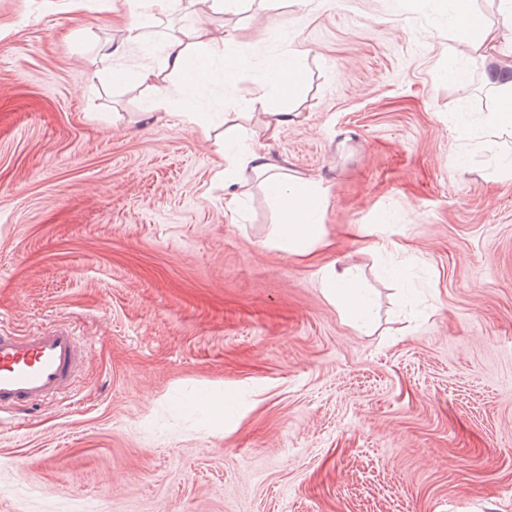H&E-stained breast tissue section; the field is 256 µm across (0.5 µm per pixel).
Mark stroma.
I'll list each match as a JSON object with an SVG mask.
<instances>
[{
  "label": "stroma",
  "instance_id": "1",
  "mask_svg": "<svg viewBox=\"0 0 512 512\" xmlns=\"http://www.w3.org/2000/svg\"><path fill=\"white\" fill-rule=\"evenodd\" d=\"M136 0H0V328L76 325L74 401L0 423V512H512V177L463 169L512 48L448 68L440 0H177L246 68L187 94L95 73ZM303 51L299 115L267 137L266 63ZM244 112L281 171L327 191L328 247L273 243L275 212L196 125ZM407 255L413 276L385 279ZM358 269L370 327L320 269ZM223 399V415L196 405ZM448 123L453 126V129L459 135V138L469 141V145L475 150L490 149L491 142L489 140L474 141L475 136L473 132V123L465 112L449 113Z\"/></svg>",
  "mask_w": 512,
  "mask_h": 512
}]
</instances>
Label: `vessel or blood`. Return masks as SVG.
Here are the masks:
<instances>
[{
	"mask_svg": "<svg viewBox=\"0 0 512 512\" xmlns=\"http://www.w3.org/2000/svg\"><path fill=\"white\" fill-rule=\"evenodd\" d=\"M85 347L72 328L50 326L32 334L0 331V415L73 391Z\"/></svg>",
	"mask_w": 512,
	"mask_h": 512,
	"instance_id": "vessel-or-blood-1",
	"label": "vessel or blood"
}]
</instances>
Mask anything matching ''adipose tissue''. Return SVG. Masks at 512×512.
I'll return each mask as SVG.
<instances>
[{
	"mask_svg": "<svg viewBox=\"0 0 512 512\" xmlns=\"http://www.w3.org/2000/svg\"><path fill=\"white\" fill-rule=\"evenodd\" d=\"M172 0H148V13L132 17L126 28V37L120 44L100 48L99 64H111L131 47L146 48L143 33L151 17L168 14ZM448 23L452 30L448 38V61L456 63L463 54L487 56L499 51L504 42L512 39V12L502 25L484 21L472 7V0H445ZM299 51H289L287 57L275 59L263 70L257 90L260 95L275 93L286 100L285 108L271 112L266 122L267 130L278 133L293 122L296 115L288 103L299 93L303 84ZM225 67L239 65L227 40L215 37L202 25L181 27L160 48L153 61L141 65L136 72L139 83L157 89L180 78L182 90L203 81L215 62ZM493 97V108L484 114L479 123H472L466 113L449 114L448 122L463 140L472 142L474 149L490 148V140L512 131V72L496 69L486 75ZM225 166L221 172L227 191L224 206L230 214H237L241 203L240 191L234 190V172L247 166L261 180L266 194L273 200L278 214L275 242L289 253L306 256L322 242V214L327 202V192L317 183L279 171L270 162L263 145L255 143L242 133L232 117L224 119ZM327 299L336 305L340 314L357 327L369 325L373 318L370 300L360 279L352 270L341 272L327 269L323 272Z\"/></svg>",
	"mask_w": 512,
	"mask_h": 512,
	"instance_id": "ef3b65f1",
	"label": "adipose tissue"
}]
</instances>
